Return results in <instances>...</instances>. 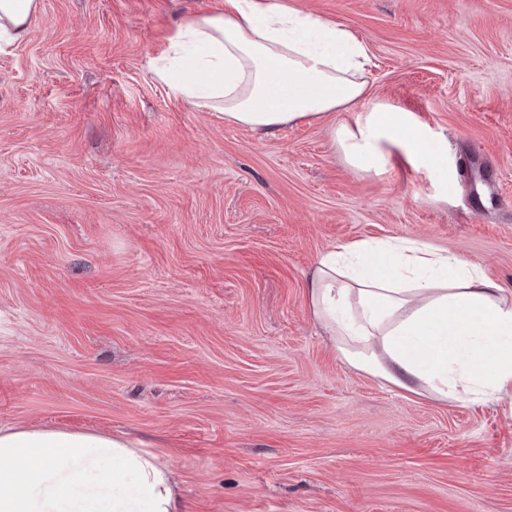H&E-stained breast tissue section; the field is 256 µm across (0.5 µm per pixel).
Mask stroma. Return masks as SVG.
Wrapping results in <instances>:
<instances>
[{"label":"stroma","instance_id":"obj_1","mask_svg":"<svg viewBox=\"0 0 512 512\" xmlns=\"http://www.w3.org/2000/svg\"><path fill=\"white\" fill-rule=\"evenodd\" d=\"M344 25L367 99L448 177L349 166L330 119L270 134L153 73L224 0H40L0 47V428L120 436L184 512H512V391L442 402L343 363L312 320L325 252L403 237L512 289V0H287Z\"/></svg>","mask_w":512,"mask_h":512}]
</instances>
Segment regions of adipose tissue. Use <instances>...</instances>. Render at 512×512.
<instances>
[{
    "instance_id": "ef3b65f1",
    "label": "adipose tissue",
    "mask_w": 512,
    "mask_h": 512,
    "mask_svg": "<svg viewBox=\"0 0 512 512\" xmlns=\"http://www.w3.org/2000/svg\"><path fill=\"white\" fill-rule=\"evenodd\" d=\"M38 0H0V43L23 40ZM154 73L226 122L268 133L363 100L368 50L347 27L281 4L224 0L170 38ZM346 162L393 152L448 175V154L407 112L372 106L332 130ZM313 321L351 367L439 400L512 388V290L459 255L409 238L332 249L307 275ZM157 455L118 436L0 428V512H181Z\"/></svg>"
}]
</instances>
